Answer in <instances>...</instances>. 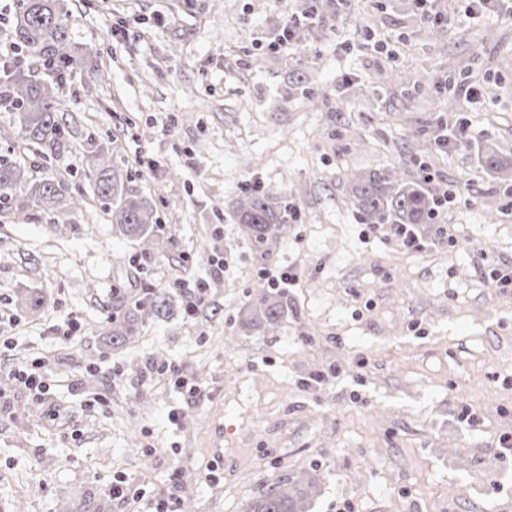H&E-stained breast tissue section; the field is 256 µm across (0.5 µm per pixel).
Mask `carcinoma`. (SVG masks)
Instances as JSON below:
<instances>
[{
  "instance_id": "cac0c4a2",
  "label": "carcinoma",
  "mask_w": 512,
  "mask_h": 512,
  "mask_svg": "<svg viewBox=\"0 0 512 512\" xmlns=\"http://www.w3.org/2000/svg\"><path fill=\"white\" fill-rule=\"evenodd\" d=\"M66 0H15L13 45L36 57L45 76L22 67L18 60L0 63V102L14 113L15 144L36 146L56 157L70 150L69 126L64 121L61 92L65 75L87 71L95 82L108 79L102 69L88 67L87 53L77 48L70 36ZM109 151L97 145L85 154L86 177L92 180L93 195L112 214L115 232L138 242L143 250L155 252L171 244L157 221L153 202L140 196L130 185ZM478 157L498 181L512 179V158L497 153L493 146L478 143ZM437 198L416 180L404 178L393 169H374L352 176L350 204L367 224H430L434 221ZM80 205L64 180L53 176L31 179L13 152L0 154V209L19 221L33 213L72 210ZM254 253L267 255L268 242L288 231V203L282 195L257 186L241 192L233 209ZM168 296L147 284L143 291L116 308L104 307L102 322L111 342L123 344L139 335L143 323L164 319ZM27 315L39 317L44 298L30 291L24 295ZM292 311L288 293L266 290L254 294L245 308V324L264 329L279 324ZM319 477L278 479L269 491L253 499L246 512H310L311 499Z\"/></svg>"
}]
</instances>
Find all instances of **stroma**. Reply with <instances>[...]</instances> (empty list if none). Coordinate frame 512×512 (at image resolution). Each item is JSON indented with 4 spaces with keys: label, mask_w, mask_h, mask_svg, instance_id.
Wrapping results in <instances>:
<instances>
[{
    "label": "stroma",
    "mask_w": 512,
    "mask_h": 512,
    "mask_svg": "<svg viewBox=\"0 0 512 512\" xmlns=\"http://www.w3.org/2000/svg\"><path fill=\"white\" fill-rule=\"evenodd\" d=\"M180 2L68 0L72 40L109 79L71 73V152L22 157L30 176L62 177L81 212L0 218V313L20 321L0 332V376L53 356L45 398L15 388L0 402V512H147L171 494L180 512H244L313 469V512H512V459L493 448L512 435V288L490 274L512 264V184L475 148L512 156V14L469 18L458 0H436L435 20L411 0ZM307 13L306 44L269 49L288 15ZM459 126L471 139L423 150ZM90 139L154 201L166 252L144 257L115 233L84 174ZM394 166L433 196L456 191V242L435 243L432 224L410 249L384 228L368 236L349 180ZM250 185L292 207L263 259L230 216ZM275 267L297 277L293 313L242 329ZM189 276L206 288L191 316L178 286ZM147 283L169 294L168 318L113 348L102 306ZM29 288L45 301L34 320ZM167 363L203 384L194 406L156 373ZM331 365L338 377L304 386ZM463 404L479 431L456 422ZM118 476L140 500H113Z\"/></svg>",
    "instance_id": "1"
}]
</instances>
